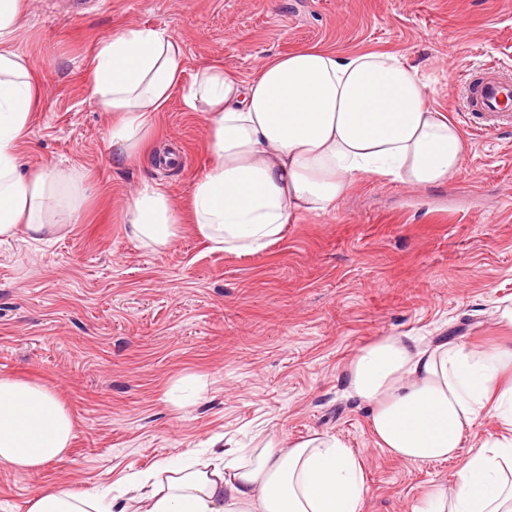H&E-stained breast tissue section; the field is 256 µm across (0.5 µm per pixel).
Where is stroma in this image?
I'll use <instances>...</instances> for the list:
<instances>
[{"instance_id":"1","label":"stroma","mask_w":512,"mask_h":512,"mask_svg":"<svg viewBox=\"0 0 512 512\" xmlns=\"http://www.w3.org/2000/svg\"><path fill=\"white\" fill-rule=\"evenodd\" d=\"M120 24L178 39L186 79L220 60L241 77L308 45L386 50L439 70L431 105L460 129L464 160L440 186L359 180L335 208L287 226L265 251L212 250L192 225L165 250L124 222L133 192L187 203L207 168L206 123L174 92L157 116L161 166L113 154L109 120L82 80ZM18 49L43 75L22 147L29 170L91 176L77 224L48 242L0 245V375L56 393L75 420L67 456L40 472L0 469V512L45 486L99 494L130 471L199 448L340 437L361 459L364 512H412L453 490L454 460L407 465L379 448L344 367L381 336L492 347L512 302V128L477 130L456 83L488 65L512 75V0H31Z\"/></svg>"}]
</instances>
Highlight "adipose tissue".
<instances>
[{
    "label": "adipose tissue",
    "instance_id": "obj_1",
    "mask_svg": "<svg viewBox=\"0 0 512 512\" xmlns=\"http://www.w3.org/2000/svg\"><path fill=\"white\" fill-rule=\"evenodd\" d=\"M29 0H0V244L69 231L86 199L78 168L20 169V147L42 103L39 70L15 46ZM185 71L166 30L119 27L88 57L84 80L110 117L111 145L134 161ZM430 78L401 54L301 47L264 60L252 78L216 61L183 101L205 112L210 164L181 205L148 185L128 205L133 237L169 247L184 223L213 249L264 251L287 224L333 209L362 178L437 185L461 167L458 128L429 100ZM344 375L368 408L376 444L419 465L459 457L484 420L502 434L460 457L453 491L417 512H512V340L491 349L411 335L360 348ZM74 439L68 408L41 384L0 375V467L18 476L63 459ZM363 464L340 438L225 447L209 461L165 462L130 475L112 501L66 484L45 488L27 512H364Z\"/></svg>",
    "mask_w": 512,
    "mask_h": 512
}]
</instances>
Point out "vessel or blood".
<instances>
[{
	"instance_id": "1",
	"label": "vessel or blood",
	"mask_w": 512,
	"mask_h": 512,
	"mask_svg": "<svg viewBox=\"0 0 512 512\" xmlns=\"http://www.w3.org/2000/svg\"><path fill=\"white\" fill-rule=\"evenodd\" d=\"M467 107L478 115L483 133L511 127L512 78L502 76L496 67H487L482 78L471 83Z\"/></svg>"
}]
</instances>
